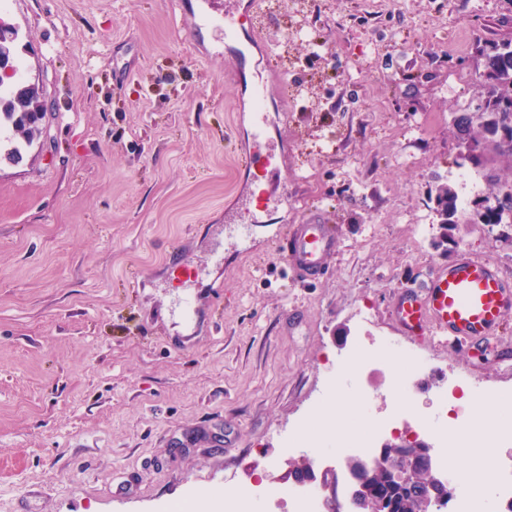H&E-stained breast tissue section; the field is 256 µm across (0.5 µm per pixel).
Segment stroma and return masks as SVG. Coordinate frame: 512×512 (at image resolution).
Returning <instances> with one entry per match:
<instances>
[{
    "mask_svg": "<svg viewBox=\"0 0 512 512\" xmlns=\"http://www.w3.org/2000/svg\"><path fill=\"white\" fill-rule=\"evenodd\" d=\"M260 2L229 47L233 0H0L47 106L21 159L0 156V512L209 492L225 512L224 491L288 483L287 443L356 337L402 340V289L465 253L512 278V224L435 211L439 186L467 191L452 119L484 95L485 44L512 40V0ZM242 64L271 90L284 187L244 245L224 232L256 189ZM310 218L339 235L312 282L280 249ZM409 347L435 367L418 412L451 381L512 395V317L481 344ZM509 477L510 442L478 479L488 512Z\"/></svg>",
    "mask_w": 512,
    "mask_h": 512,
    "instance_id": "35a3bbf8",
    "label": "stroma"
}]
</instances>
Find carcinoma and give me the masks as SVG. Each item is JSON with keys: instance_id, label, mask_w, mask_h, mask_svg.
Instances as JSON below:
<instances>
[{"instance_id": "carcinoma-1", "label": "carcinoma", "mask_w": 512, "mask_h": 512, "mask_svg": "<svg viewBox=\"0 0 512 512\" xmlns=\"http://www.w3.org/2000/svg\"><path fill=\"white\" fill-rule=\"evenodd\" d=\"M486 97L478 107L481 121L463 112L454 117L458 137L468 144L467 159L478 160L481 153L489 151L496 158L512 161V41L493 47L486 56ZM34 92L0 77V123L11 124L14 133L26 142L33 141L38 122L29 123L23 110L32 107ZM490 195L498 204L476 203L477 219L483 224H512V178L498 174L489 175ZM437 212L443 224L455 223L459 212L460 197L451 185H442L436 194ZM416 492L406 497L386 482L384 462L375 461L370 475L369 493L382 496L393 504L392 512H425L426 504L419 491L431 483V475L425 468L413 475Z\"/></svg>"}]
</instances>
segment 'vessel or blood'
<instances>
[{
    "label": "vessel or blood",
    "mask_w": 512,
    "mask_h": 512,
    "mask_svg": "<svg viewBox=\"0 0 512 512\" xmlns=\"http://www.w3.org/2000/svg\"><path fill=\"white\" fill-rule=\"evenodd\" d=\"M256 103L252 117L254 150L249 162L254 171L267 173L270 156L261 147L266 139V116L261 106L266 96L264 84L252 86ZM338 239L328 224L309 220L289 230L287 263L296 279L320 277L327 259L335 252ZM512 316V281L490 263L463 255L439 268L424 294L407 291L396 305V317L406 336L424 338L428 326L449 340L473 343L493 335Z\"/></svg>",
    "instance_id": "vessel-or-blood-1"
}]
</instances>
